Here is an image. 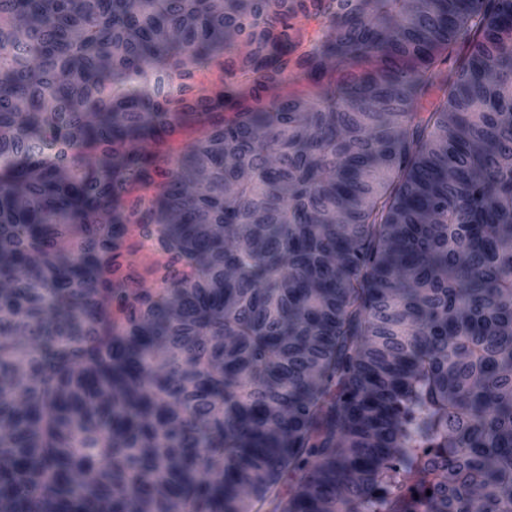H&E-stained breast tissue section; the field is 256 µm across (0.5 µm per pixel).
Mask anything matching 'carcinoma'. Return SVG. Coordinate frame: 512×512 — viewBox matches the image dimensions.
I'll list each match as a JSON object with an SVG mask.
<instances>
[{"instance_id": "obj_1", "label": "carcinoma", "mask_w": 512, "mask_h": 512, "mask_svg": "<svg viewBox=\"0 0 512 512\" xmlns=\"http://www.w3.org/2000/svg\"><path fill=\"white\" fill-rule=\"evenodd\" d=\"M511 40L512 0H0V512H512ZM291 67L345 74L224 116ZM201 135L202 131L191 119L181 118L176 122L173 134L170 137V149L177 156ZM116 266L123 272L132 273L138 284L149 286L153 279V274L149 271L157 270L158 265L155 257L146 252H121L115 259Z\"/></svg>"}]
</instances>
